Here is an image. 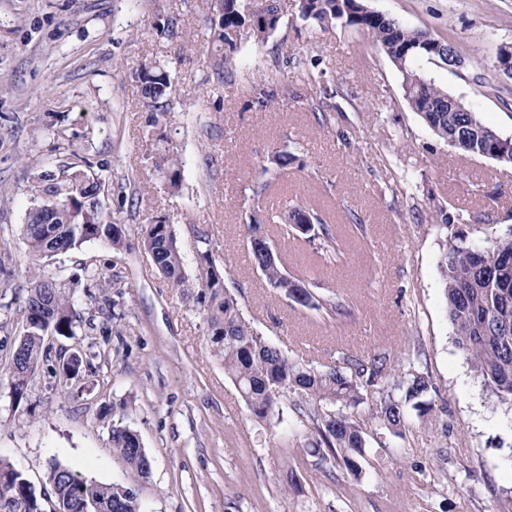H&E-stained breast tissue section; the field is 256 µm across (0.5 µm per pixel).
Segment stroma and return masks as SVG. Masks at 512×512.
<instances>
[{
    "instance_id": "1",
    "label": "stroma",
    "mask_w": 512,
    "mask_h": 512,
    "mask_svg": "<svg viewBox=\"0 0 512 512\" xmlns=\"http://www.w3.org/2000/svg\"><path fill=\"white\" fill-rule=\"evenodd\" d=\"M364 3L452 40L461 66L422 62L420 72L512 139V79L495 68L499 48L512 44V0ZM277 4L275 32L262 42L242 33L233 68L221 73L209 38L213 0H0V81L9 86L0 97V240L15 259L0 284V314L15 311L0 339L21 336L17 309L36 274L86 265L117 281L110 335L103 314L85 306L77 336H47L50 359L21 403L0 383V458L38 491L54 460L90 480H122L110 415L137 431L151 461L145 512H512L503 465L512 408L496 403L455 346L438 268L446 234L483 243L512 231V164L436 137L405 100L399 71L361 32L320 30L300 19L299 0ZM170 16L180 20L174 35L162 29ZM145 62L171 75L164 106L141 95ZM167 149L182 162L176 190L152 167ZM281 151L300 162L276 173L270 196L315 204L353 241L333 261L292 238L288 257L346 298L351 317L302 306L248 261L244 213ZM77 155L105 180L104 205L131 248L92 241L33 260L21 226L38 203L35 177ZM162 217L186 261L206 249L231 272L227 286L246 317L288 356L324 370L381 350L404 365L422 349L437 409L411 417L404 437H369L359 480L306 452L301 394L281 401L282 422L258 421L211 356L203 315L139 244L142 225ZM78 351L95 352L94 374L69 382L52 373L50 360Z\"/></svg>"
}]
</instances>
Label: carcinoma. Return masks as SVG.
<instances>
[{"label":"carcinoma","mask_w":512,"mask_h":512,"mask_svg":"<svg viewBox=\"0 0 512 512\" xmlns=\"http://www.w3.org/2000/svg\"><path fill=\"white\" fill-rule=\"evenodd\" d=\"M210 19V38L224 48L218 66L235 65L234 52L241 32L246 30L247 15L260 0H221ZM302 21L326 28L338 22L367 35L373 46L387 55L402 77L405 99L429 129L440 139L464 152L497 159L496 131L485 126L477 113L464 102L448 95L424 77L415 67L428 59L426 48L438 38L422 30H410L395 18L384 15L355 14L351 0H300ZM249 30L259 41L270 36L262 27ZM143 99L152 104L167 94L170 87L166 70L143 65L138 73ZM153 166L170 187L181 186V161L168 150L154 156ZM78 166L44 170L37 175L36 193L54 202L51 208L36 205L26 214L22 235L29 255L49 258L54 253L79 249L90 241H102L120 253L130 249L124 232L102 202L99 184H86ZM270 188L264 180L252 189L255 206L244 214L246 227L259 225L283 240L292 235L293 226L268 222L269 209L263 197ZM316 215L322 239L320 252L340 256L346 241L328 224L323 212L307 202L299 204ZM142 245L158 271L179 290L190 307L202 312L208 324V341L213 355L224 365L251 413L260 420L278 411L280 398L270 390L283 385L291 392L300 391L310 398L305 436L313 452L333 458L356 480L362 477L360 460L366 454L368 429L374 434L404 435L411 414L418 417L435 409L436 392L429 371L409 363L404 375L395 377L397 360L381 351L365 359L346 355L333 367L321 370L293 359L267 341L245 317L236 297L229 293V272L218 269L207 251L195 257V274L186 270L185 257L170 224H147L142 229ZM252 264L270 287L294 281H310L288 271L286 257L273 262L264 260L262 248L249 243ZM512 257V232L486 244H477L463 233L445 238L439 268L443 281L448 322L455 345L464 353L475 376L500 405L512 408V265L506 267L501 257ZM111 282L94 272L84 275L59 270L33 277L20 312L31 322L21 344V358L26 365L38 367L47 357L43 348L44 328L61 336H74L82 320L77 308L83 301L97 298L109 302L106 292ZM302 305L329 315L348 316L350 309L343 296L328 291H305ZM93 369L92 359L78 356L75 365L63 368V375L75 378ZM112 449L126 462L129 473L120 483L88 480L69 467L53 463L55 478L51 499L60 512H143L140 485L150 474L146 452L137 431L119 420L111 427ZM0 502L9 498L23 500L27 512H43L41 497L10 462L0 459Z\"/></svg>","instance_id":"1"}]
</instances>
